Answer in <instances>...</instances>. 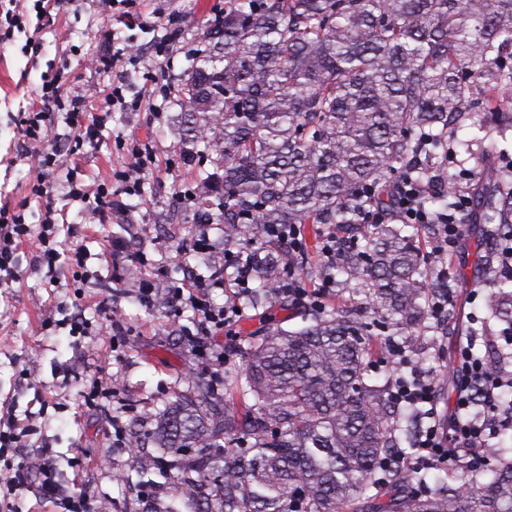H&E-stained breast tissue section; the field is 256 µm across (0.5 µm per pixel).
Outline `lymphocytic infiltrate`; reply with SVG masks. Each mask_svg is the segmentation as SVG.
Instances as JSON below:
<instances>
[{"mask_svg":"<svg viewBox=\"0 0 512 512\" xmlns=\"http://www.w3.org/2000/svg\"><path fill=\"white\" fill-rule=\"evenodd\" d=\"M36 100V105L19 113L17 127L24 152L36 158L37 176L31 194L44 201V212L39 226L35 227L26 223L23 211H11L6 204L0 206V288L11 287L18 281L15 258L18 249L26 243L33 245L39 265L47 269L48 280H55L57 271L64 264L85 269L89 256L84 249L61 251L56 247L58 219L54 197L63 194L68 203L80 204L82 213L105 220L112 212L114 197L134 193L137 189L134 171L142 169L153 158L149 150H136L130 171L121 172L114 180L100 183L96 188H89L71 167V151L48 148L47 142L57 121L61 120L71 131V150L80 149L96 137L101 120H87L84 96L68 94L58 72L44 79L36 92ZM61 171L67 174V182L63 185L56 180ZM429 191L425 184L401 183L398 187L400 219L407 224L438 225L435 249L445 254L453 250L460 239L469 199L459 196L453 212L433 213L422 204ZM219 284L218 275L207 277L196 273L166 293L168 307L178 310L188 304L197 311L201 326L189 341L201 359L215 365L223 364L224 354L213 349L207 338L212 330L229 326L237 313L233 307L216 308L211 305L208 292ZM473 347L470 341L458 346L457 360L452 367L456 381L453 414L448 424H441L436 419L420 428L414 442L418 462H463L478 452L487 433L501 426H512V406L501 405L498 394L503 379L491 369L487 359L474 357ZM475 405L484 408L483 417L470 415L469 410Z\"/></svg>","mask_w":512,"mask_h":512,"instance_id":"lymphocytic-infiltrate-1","label":"lymphocytic infiltrate"}]
</instances>
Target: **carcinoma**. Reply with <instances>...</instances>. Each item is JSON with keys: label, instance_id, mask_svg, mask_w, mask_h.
I'll list each match as a JSON object with an SVG mask.
<instances>
[{"label": "carcinoma", "instance_id": "cac0c4a2", "mask_svg": "<svg viewBox=\"0 0 512 512\" xmlns=\"http://www.w3.org/2000/svg\"><path fill=\"white\" fill-rule=\"evenodd\" d=\"M205 49L177 88L180 141L203 145L214 172L198 177L195 224L224 225V248L253 267L243 298L259 327L240 328L241 364L223 402L203 410L183 395L153 419L152 452L124 480L175 486L149 512H512V448L491 475L452 481L405 472L418 415L395 399L394 374L368 381L384 336L410 351L428 331L429 255L392 219L404 179H441L425 207H451L448 136L467 124L481 147L478 221L496 241L512 226V0H226L206 22ZM302 247L275 237L284 228ZM336 236V250L324 252ZM336 286L301 324L267 321L288 275ZM363 284L370 318L345 298ZM481 327L512 328V276L487 281Z\"/></svg>", "mask_w": 512, "mask_h": 512}]
</instances>
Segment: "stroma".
<instances>
[{"label":"stroma","mask_w":512,"mask_h":512,"mask_svg":"<svg viewBox=\"0 0 512 512\" xmlns=\"http://www.w3.org/2000/svg\"><path fill=\"white\" fill-rule=\"evenodd\" d=\"M224 0H141L132 24L103 16L95 0H69L55 21L42 24L34 0H24L25 29L0 39V194L11 204H26L27 223L41 219L29 200L36 172L17 161L20 146L13 115L27 109L49 67L63 69L66 88L93 89L86 107L98 113L107 105L113 82H123L126 98H138L135 110H117L93 143L74 157L79 177L96 186L130 162L136 145L151 146L155 163L139 175L140 192L126 195L105 222L91 221L56 198L62 223L58 239L83 246L98 259L92 278L60 273L58 286H48L46 272L30 249L17 254L20 281L0 289V425L24 420L29 434L24 446L32 458H46L60 494L87 492L96 512H149L151 502L123 476L137 465L133 452L112 439V419L120 417L126 434L198 383L211 382L213 372L192 352L187 340L196 315L185 309L174 315L167 306L149 305L137 296L139 280L165 291L185 279L187 268L211 273L224 262L220 225H211V249L182 257L178 250L195 233L185 221L190 205L171 207L173 197L196 189V171L206 159H187L175 135L177 111L165 90L184 79L190 60L202 48L205 22L223 12ZM35 38L38 51L27 40ZM120 55L116 68L95 70L93 56ZM160 87L147 90L150 76ZM480 228L448 255L435 259L448 274V322L421 342L420 358L400 360L392 345L371 358L370 378L383 382L388 370L406 378L419 372L436 388L448 386L447 366L470 327L483 317L488 290L476 271L474 250ZM142 251L138 279L125 277L114 260ZM80 314L94 336H74L68 322ZM19 459L11 443L0 444V512H50L39 485L15 489L11 478Z\"/></svg>","instance_id":"obj_1"}]
</instances>
